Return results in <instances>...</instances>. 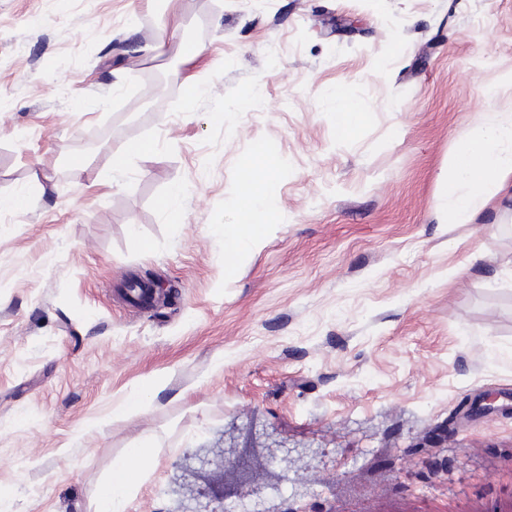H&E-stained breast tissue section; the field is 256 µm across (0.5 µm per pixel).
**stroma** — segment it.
<instances>
[{
	"instance_id": "1",
	"label": "stroma",
	"mask_w": 512,
	"mask_h": 512,
	"mask_svg": "<svg viewBox=\"0 0 512 512\" xmlns=\"http://www.w3.org/2000/svg\"><path fill=\"white\" fill-rule=\"evenodd\" d=\"M510 74L512 0H0V512H95L148 437L126 512L279 445L308 454L258 457L264 512H512V195L437 217ZM259 156L276 217L230 262ZM335 106L336 132L340 137H346L351 134L354 127L360 122L362 116L357 112L354 104L349 101L339 100L336 92L330 95ZM151 150H153V143L151 141H132L126 143L121 149L112 154V172L123 170L133 158L146 154ZM118 152L123 154V159L121 162L115 163L113 158Z\"/></svg>"
}]
</instances>
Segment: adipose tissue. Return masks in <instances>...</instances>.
Masks as SVG:
<instances>
[{
  "instance_id": "adipose-tissue-1",
  "label": "adipose tissue",
  "mask_w": 512,
  "mask_h": 512,
  "mask_svg": "<svg viewBox=\"0 0 512 512\" xmlns=\"http://www.w3.org/2000/svg\"><path fill=\"white\" fill-rule=\"evenodd\" d=\"M512 190V101L480 116L448 159V188L439 208L446 223L466 224L474 214L492 204L501 193ZM244 218L239 224L216 225L224 239V256L235 260L264 234L274 212L272 181L258 176L243 184ZM152 455L149 444L130 449L112 468L101 489L97 512H125L126 501Z\"/></svg>"
}]
</instances>
